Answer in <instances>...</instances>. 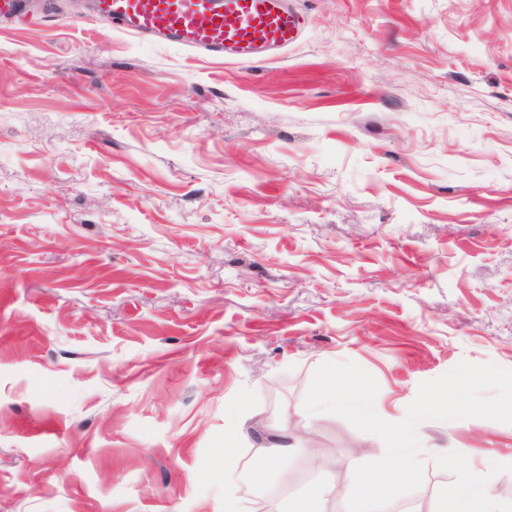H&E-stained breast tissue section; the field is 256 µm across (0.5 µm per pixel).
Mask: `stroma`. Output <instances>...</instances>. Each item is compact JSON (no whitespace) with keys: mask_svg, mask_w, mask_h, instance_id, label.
<instances>
[{"mask_svg":"<svg viewBox=\"0 0 512 512\" xmlns=\"http://www.w3.org/2000/svg\"><path fill=\"white\" fill-rule=\"evenodd\" d=\"M222 62L86 20L0 23V512H224L282 435L268 512L383 441L307 421L322 363L404 418L460 361L512 369V0H292ZM249 438L225 458L230 425ZM432 512L512 424L426 420Z\"/></svg>","mask_w":512,"mask_h":512,"instance_id":"obj_1","label":"stroma"}]
</instances>
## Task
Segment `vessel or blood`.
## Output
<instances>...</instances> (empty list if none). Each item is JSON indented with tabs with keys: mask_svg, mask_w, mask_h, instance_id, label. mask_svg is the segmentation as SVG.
<instances>
[{
	"mask_svg": "<svg viewBox=\"0 0 512 512\" xmlns=\"http://www.w3.org/2000/svg\"><path fill=\"white\" fill-rule=\"evenodd\" d=\"M88 16L144 41L241 62L287 50L304 24L288 0H89Z\"/></svg>",
	"mask_w": 512,
	"mask_h": 512,
	"instance_id": "1",
	"label": "vessel or blood"
}]
</instances>
